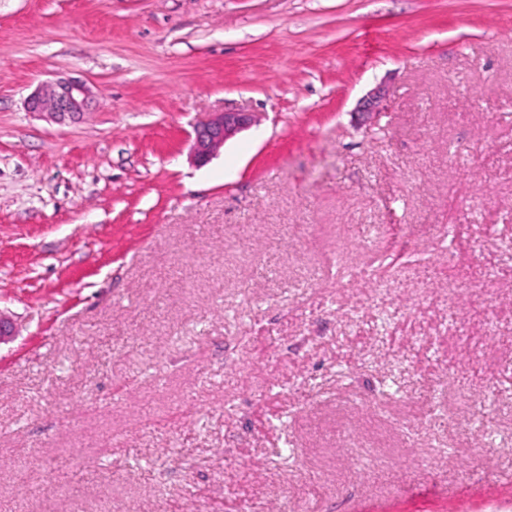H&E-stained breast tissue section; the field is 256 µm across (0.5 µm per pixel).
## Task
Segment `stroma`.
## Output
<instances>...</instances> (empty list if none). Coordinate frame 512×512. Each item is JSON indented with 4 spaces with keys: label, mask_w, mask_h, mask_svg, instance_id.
<instances>
[{
    "label": "stroma",
    "mask_w": 512,
    "mask_h": 512,
    "mask_svg": "<svg viewBox=\"0 0 512 512\" xmlns=\"http://www.w3.org/2000/svg\"><path fill=\"white\" fill-rule=\"evenodd\" d=\"M0 314V512H512V0H0ZM90 99L91 91L84 83L59 81L36 90L29 98L28 108L61 123L88 112ZM253 120L251 112H218L194 131L193 153L197 161L209 160L217 148Z\"/></svg>",
    "instance_id": "stroma-1"
}]
</instances>
